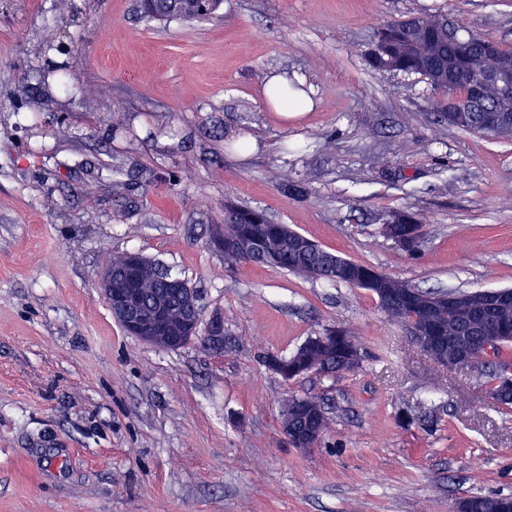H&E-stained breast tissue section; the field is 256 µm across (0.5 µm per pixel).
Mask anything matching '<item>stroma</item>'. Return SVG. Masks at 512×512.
I'll return each instance as SVG.
<instances>
[{
  "label": "stroma",
  "instance_id": "1",
  "mask_svg": "<svg viewBox=\"0 0 512 512\" xmlns=\"http://www.w3.org/2000/svg\"><path fill=\"white\" fill-rule=\"evenodd\" d=\"M68 3L0 0V512H452L512 494V411L481 373L436 364L366 289L231 267L210 244L230 197L420 288H512V141L437 122L424 81L363 58L380 25L431 8L511 47L512 0H224L221 19L166 25L138 0ZM273 71L301 75L314 109L275 112ZM395 208L423 222L418 255L381 234ZM126 251L223 313V356L125 334L95 282ZM338 326L356 370L286 381L258 360ZM292 394L329 405L316 448L282 432Z\"/></svg>",
  "mask_w": 512,
  "mask_h": 512
}]
</instances>
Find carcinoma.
Listing matches in <instances>:
<instances>
[{
    "label": "carcinoma",
    "mask_w": 512,
    "mask_h": 512,
    "mask_svg": "<svg viewBox=\"0 0 512 512\" xmlns=\"http://www.w3.org/2000/svg\"><path fill=\"white\" fill-rule=\"evenodd\" d=\"M462 39L468 45L466 55L460 57L459 71L453 83H448V70L438 67L443 54L454 55L456 49L448 44V14L423 12L408 16L403 20L388 23L380 27L374 35L370 49L365 53L366 63L379 72H401L418 75L426 81L435 99L437 116L445 120L441 104L448 96L459 105L466 107L467 120L458 124V128L479 134L488 139H512V125L507 123L493 132L487 131L480 123V110L471 103L472 81L494 68L497 59L512 60V47L483 34L471 27L461 25ZM495 42L498 57H490L483 51L487 42ZM483 107L490 110H512V97L502 95L494 85H488L482 96ZM418 216L407 210H393L386 214L385 226L381 227L384 236L388 224H399L402 231L409 232L420 225ZM224 236L238 242V249L224 252V261L228 265L257 264L291 272L307 279L319 280L321 275H330L328 282L356 286L357 274L369 275L374 268L342 258L317 244H310L305 250H296L289 240L298 232L286 224H273L262 210L252 209L224 200ZM169 272L161 271L156 263L145 259V268L140 287L144 297L152 299L155 288ZM391 292L400 298L395 308L379 303L387 318L406 327L412 323L424 321L426 302L429 298L443 294L441 290H423L410 285L407 281L387 277ZM437 338L439 347L453 340L457 345H465L473 339L478 327L491 328L493 336L492 356L482 360L479 366L492 367L487 375L486 384L493 385V405L501 410L512 408V384L504 385V375L512 373V359L505 351L512 347V299L497 301L487 310L478 309L472 293H456V308L440 311L436 314ZM336 333V343L331 345H299L294 352L282 356L287 366L306 368L317 363H326L334 369L346 371L352 367L346 365L345 355L351 340V332L345 328L328 330ZM312 415L317 418L320 433L325 435L330 429V417L323 399L311 395H291L282 404L281 422L294 425L302 424L303 418ZM469 512H500L491 508L498 504L512 512V496L502 494L474 495L468 497Z\"/></svg>",
    "instance_id": "1"
}]
</instances>
